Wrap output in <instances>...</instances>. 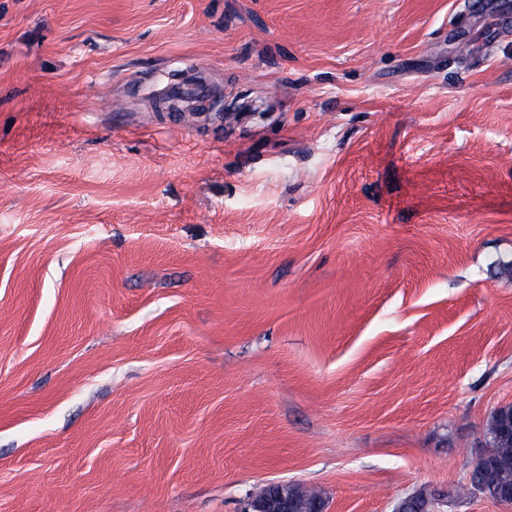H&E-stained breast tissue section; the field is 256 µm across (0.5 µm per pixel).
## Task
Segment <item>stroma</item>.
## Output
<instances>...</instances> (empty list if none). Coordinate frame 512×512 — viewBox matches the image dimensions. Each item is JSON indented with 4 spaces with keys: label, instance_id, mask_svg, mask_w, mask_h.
<instances>
[{
    "label": "stroma",
    "instance_id": "1",
    "mask_svg": "<svg viewBox=\"0 0 512 512\" xmlns=\"http://www.w3.org/2000/svg\"><path fill=\"white\" fill-rule=\"evenodd\" d=\"M510 260L512 0H0V512H512ZM487 445L488 459L496 464V482H507L512 486V439L506 447L498 439L490 437ZM294 486L288 482L266 485L263 494L251 499L246 512H296L302 509L295 496Z\"/></svg>",
    "mask_w": 512,
    "mask_h": 512
}]
</instances>
